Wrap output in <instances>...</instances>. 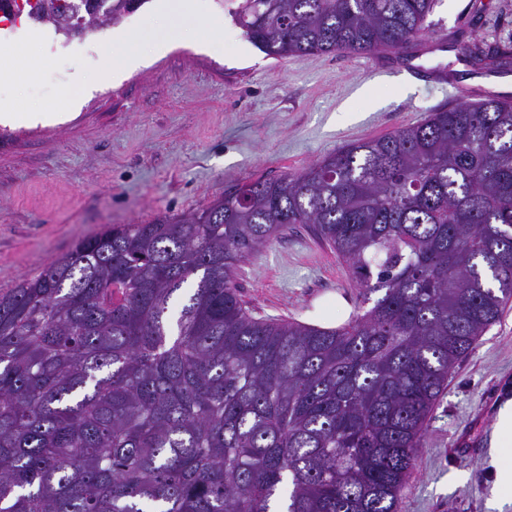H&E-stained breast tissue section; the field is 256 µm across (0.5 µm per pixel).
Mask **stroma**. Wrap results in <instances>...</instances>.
<instances>
[{"instance_id":"stroma-1","label":"stroma","mask_w":512,"mask_h":512,"mask_svg":"<svg viewBox=\"0 0 512 512\" xmlns=\"http://www.w3.org/2000/svg\"><path fill=\"white\" fill-rule=\"evenodd\" d=\"M197 0L167 26L151 6L121 28L147 52L111 81L94 82L106 33L80 58L48 56L26 28L0 57V99L44 121H0V291L39 275L108 224L180 215L261 178L303 170L343 145L422 123L454 106L458 90L488 92V71L458 60L455 43L512 47V0H435L426 35L445 50L426 69L397 54L269 58L224 8ZM442 67L444 78L430 70ZM258 317L321 327L344 323L360 301L350 269L305 224L290 225L237 272ZM512 398V304L448 376L425 425L403 512H493L496 415Z\"/></svg>"}]
</instances>
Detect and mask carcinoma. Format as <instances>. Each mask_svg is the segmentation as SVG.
Returning <instances> with one entry per match:
<instances>
[{
	"mask_svg": "<svg viewBox=\"0 0 512 512\" xmlns=\"http://www.w3.org/2000/svg\"><path fill=\"white\" fill-rule=\"evenodd\" d=\"M66 36L69 0L15 3ZM433 0H238L267 56L405 51ZM459 59L512 64L482 40ZM308 224L361 288L350 320L255 317L238 265ZM512 302V104L490 94L113 224L0 292V512H401L448 374Z\"/></svg>",
	"mask_w": 512,
	"mask_h": 512,
	"instance_id": "cac0c4a2",
	"label": "carcinoma"
}]
</instances>
